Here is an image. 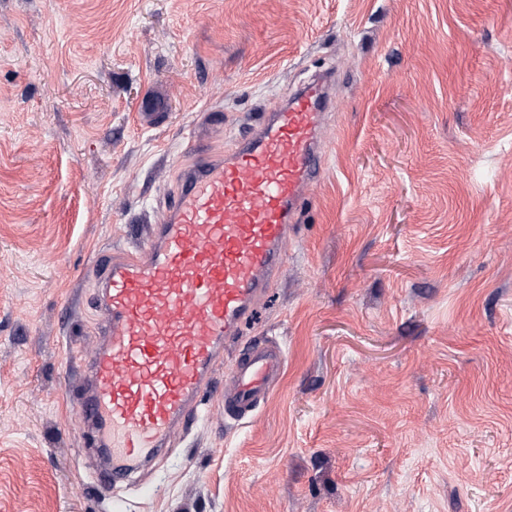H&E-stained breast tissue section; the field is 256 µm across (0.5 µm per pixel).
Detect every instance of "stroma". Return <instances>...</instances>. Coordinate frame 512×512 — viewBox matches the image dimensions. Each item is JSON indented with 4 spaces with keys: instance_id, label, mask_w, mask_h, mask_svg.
<instances>
[{
    "instance_id": "35a3bbf8",
    "label": "stroma",
    "mask_w": 512,
    "mask_h": 512,
    "mask_svg": "<svg viewBox=\"0 0 512 512\" xmlns=\"http://www.w3.org/2000/svg\"><path fill=\"white\" fill-rule=\"evenodd\" d=\"M331 72L321 178L242 342L286 361L132 483L83 467L93 272L202 114ZM0 512H512V0H0Z\"/></svg>"
}]
</instances>
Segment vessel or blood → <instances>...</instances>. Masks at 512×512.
<instances>
[{
    "mask_svg": "<svg viewBox=\"0 0 512 512\" xmlns=\"http://www.w3.org/2000/svg\"><path fill=\"white\" fill-rule=\"evenodd\" d=\"M330 93L315 81L289 104L261 113L229 156L203 148L222 132L206 117L189 144L197 161L166 197L163 223L127 231L100 258L93 349L81 350L74 402L100 486L125 485L206 414L224 361L279 279L285 245L326 154L321 129ZM285 366L283 346L250 342L232 365L225 417L251 418Z\"/></svg>",
    "mask_w": 512,
    "mask_h": 512,
    "instance_id": "vessel-or-blood-1",
    "label": "vessel or blood"
}]
</instances>
